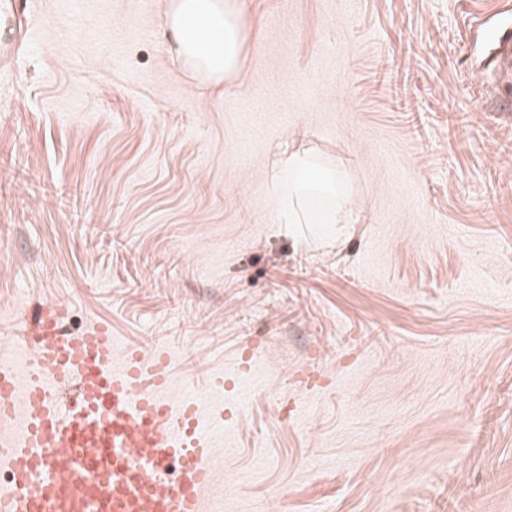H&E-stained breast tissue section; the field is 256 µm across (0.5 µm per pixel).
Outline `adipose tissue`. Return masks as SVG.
<instances>
[{
	"mask_svg": "<svg viewBox=\"0 0 512 512\" xmlns=\"http://www.w3.org/2000/svg\"><path fill=\"white\" fill-rule=\"evenodd\" d=\"M251 35L244 0H169L167 4L168 54L200 83L219 86L237 76ZM314 163L301 150L282 154L276 182L281 223H306L304 199L312 189L306 173Z\"/></svg>",
	"mask_w": 512,
	"mask_h": 512,
	"instance_id": "ef3b65f1",
	"label": "adipose tissue"
}]
</instances>
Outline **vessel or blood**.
I'll use <instances>...</instances> for the list:
<instances>
[{
    "mask_svg": "<svg viewBox=\"0 0 512 512\" xmlns=\"http://www.w3.org/2000/svg\"><path fill=\"white\" fill-rule=\"evenodd\" d=\"M492 53L512 90V36ZM67 314L42 306L22 363L0 362V512H206L217 442L201 403L173 397L171 354L107 321L68 331Z\"/></svg>",
    "mask_w": 512,
    "mask_h": 512,
    "instance_id": "vessel-or-blood-1",
    "label": "vessel or blood"
}]
</instances>
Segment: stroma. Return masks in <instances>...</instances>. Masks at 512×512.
<instances>
[{
  "label": "stroma",
  "mask_w": 512,
  "mask_h": 512,
  "mask_svg": "<svg viewBox=\"0 0 512 512\" xmlns=\"http://www.w3.org/2000/svg\"><path fill=\"white\" fill-rule=\"evenodd\" d=\"M166 0H9L0 358L38 309L177 356L173 394L257 351L211 422L209 512H512V0H248L244 70L171 61ZM298 141L354 223L279 221ZM492 53L497 60L498 77L495 93H508L512 89V36L503 35L492 43Z\"/></svg>",
  "instance_id": "stroma-1"
}]
</instances>
